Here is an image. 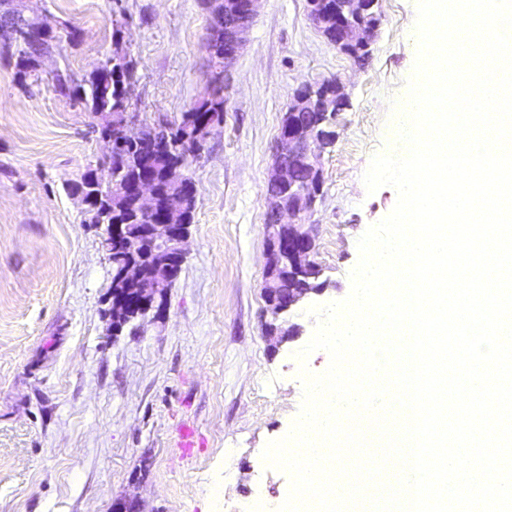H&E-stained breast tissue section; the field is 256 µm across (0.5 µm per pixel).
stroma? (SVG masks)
Returning a JSON list of instances; mask_svg holds the SVG:
<instances>
[{
    "label": "stroma",
    "instance_id": "obj_1",
    "mask_svg": "<svg viewBox=\"0 0 512 512\" xmlns=\"http://www.w3.org/2000/svg\"><path fill=\"white\" fill-rule=\"evenodd\" d=\"M25 5L62 39L26 87L0 45V512H112L120 498L139 512L276 507L291 478L262 452L298 419L302 373L330 365L323 350L298 358L318 325L307 311L296 316L302 336L278 353L262 334L266 180L282 116L306 82L338 81L348 98L309 218L328 281L319 302L341 301L358 239L397 201L389 186L368 192L363 175L375 154L394 151L386 129L408 94L417 0H380L362 63L314 29L307 0H263L230 71L224 122L189 160L196 210L182 272L162 304L118 334L103 229L85 223L72 192L104 144L53 76L82 78L110 56L123 15L137 63L130 110L143 124H177L209 90L208 14L203 0Z\"/></svg>",
    "mask_w": 512,
    "mask_h": 512
}]
</instances>
